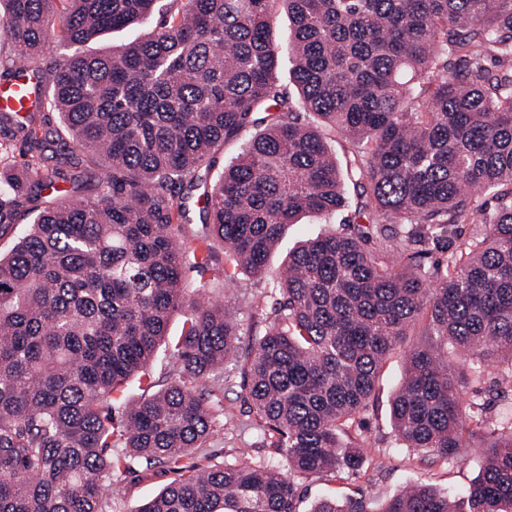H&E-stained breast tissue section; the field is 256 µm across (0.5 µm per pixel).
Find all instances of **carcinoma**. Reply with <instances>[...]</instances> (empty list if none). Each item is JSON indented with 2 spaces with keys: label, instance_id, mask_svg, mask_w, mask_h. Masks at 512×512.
I'll use <instances>...</instances> for the list:
<instances>
[{
  "label": "carcinoma",
  "instance_id": "carcinoma-1",
  "mask_svg": "<svg viewBox=\"0 0 512 512\" xmlns=\"http://www.w3.org/2000/svg\"><path fill=\"white\" fill-rule=\"evenodd\" d=\"M276 3L291 24L284 46ZM156 16L142 38L85 49ZM56 24L77 50L37 65ZM2 41L0 79L27 70L34 83L28 112L0 107V132L29 155L0 167V239L23 204L36 217L0 256V512H106L122 461L180 469L211 436L208 395L237 358L288 475L242 450L138 512H296L290 475L362 466L361 416L402 346L399 446L454 460L480 434L477 479L459 496L421 482L381 505L322 499L311 512H512V425L486 433L467 398L488 362L512 380V0H167L162 13L157 0H0ZM284 49L296 96L277 77ZM47 107L99 169L93 195L77 193L80 161L62 135H37ZM237 140L212 177L214 154ZM61 182L72 189L43 201ZM348 182L367 222L306 242L269 292L243 297L271 307L242 349L208 283L186 292L187 272L215 252L178 243L191 223L180 197L201 200L224 277H258L299 215L350 206ZM458 224L476 233L453 249ZM437 248L445 260L421 263ZM175 312L177 378L158 386L149 368ZM136 378L153 393L117 420L113 395Z\"/></svg>",
  "mask_w": 512,
  "mask_h": 512
}]
</instances>
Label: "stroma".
Instances as JSON below:
<instances>
[{
    "instance_id": "35a3bbf8",
    "label": "stroma",
    "mask_w": 512,
    "mask_h": 512,
    "mask_svg": "<svg viewBox=\"0 0 512 512\" xmlns=\"http://www.w3.org/2000/svg\"><path fill=\"white\" fill-rule=\"evenodd\" d=\"M350 211L324 218L304 215L298 223L289 225L271 254L266 276L275 278L290 250L300 242L332 231L341 230L345 221L353 219ZM214 281V298L234 305L241 323L242 345H249L252 330L262 328L260 315L254 313L241 296L242 288L217 280L215 271L189 273L188 283L199 279ZM403 350H396L385 361L376 386V403L363 415L364 434L370 441L371 451L363 466L353 474L339 477L295 478L297 512H310L315 503L324 498L342 502L364 497L382 501L395 495L404 485L422 480L432 483L441 491L457 493L466 490L477 477L482 450L478 446L463 449V461H446L401 448L395 441L390 419V404L404 376ZM225 374L231 380V389L214 393L210 401L216 417L214 431L206 447L194 450L182 461V471L164 467L144 471L138 461H130L127 472L112 484L106 493L107 512H137L140 505L155 497L179 475L234 460L238 449H248L253 461L284 466V453L271 446L260 431V419L250 407L247 378L238 364H229ZM502 366L489 365L483 376L469 385V394L480 406L487 429L499 430L512 416V385L503 380Z\"/></svg>"
}]
</instances>
